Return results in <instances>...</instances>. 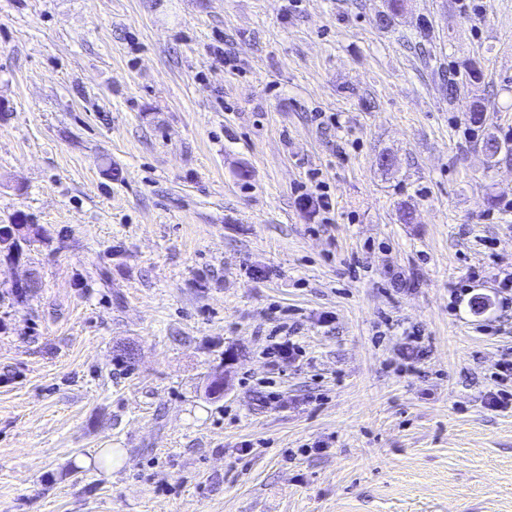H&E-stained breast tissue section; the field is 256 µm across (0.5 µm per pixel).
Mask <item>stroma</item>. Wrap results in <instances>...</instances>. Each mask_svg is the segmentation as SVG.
I'll return each instance as SVG.
<instances>
[{"mask_svg": "<svg viewBox=\"0 0 512 512\" xmlns=\"http://www.w3.org/2000/svg\"><path fill=\"white\" fill-rule=\"evenodd\" d=\"M475 4L0 0V224L42 229L0 512H512V0ZM482 150L488 152V162L493 166L495 163L499 162V157L501 154H512V141H502L495 135L494 132H488L482 138ZM317 176L318 172L311 173L313 180H317ZM297 204L302 211L314 220L318 219L321 224H329L332 221L331 214L334 211V206L324 181L317 180L315 191L298 196Z\"/></svg>", "mask_w": 512, "mask_h": 512, "instance_id": "stroma-1", "label": "stroma"}]
</instances>
